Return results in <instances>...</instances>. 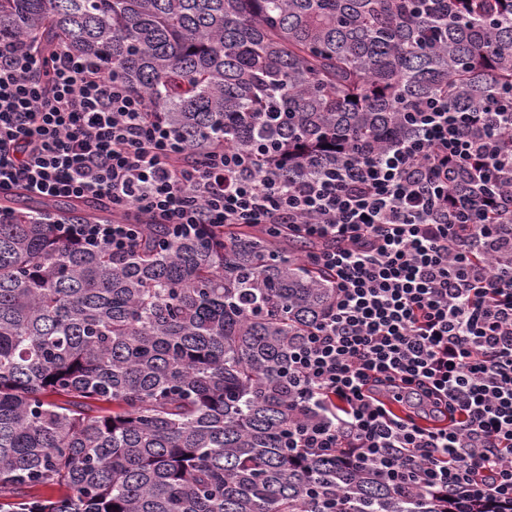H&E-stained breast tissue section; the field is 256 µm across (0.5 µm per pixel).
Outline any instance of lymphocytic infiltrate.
<instances>
[{
	"instance_id": "obj_1",
	"label": "lymphocytic infiltrate",
	"mask_w": 512,
	"mask_h": 512,
	"mask_svg": "<svg viewBox=\"0 0 512 512\" xmlns=\"http://www.w3.org/2000/svg\"><path fill=\"white\" fill-rule=\"evenodd\" d=\"M410 132L299 182L258 148L214 142L187 162L146 94L64 49L0 38V194L107 201L56 222L59 241L122 257L146 227L169 240L285 224L316 242L336 297L288 351L287 447L368 464L402 495L459 512L512 505V89L472 111L420 100ZM466 171L469 185L449 188Z\"/></svg>"
}]
</instances>
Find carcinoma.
I'll return each mask as SVG.
<instances>
[{"mask_svg":"<svg viewBox=\"0 0 512 512\" xmlns=\"http://www.w3.org/2000/svg\"><path fill=\"white\" fill-rule=\"evenodd\" d=\"M0 20L44 57L112 62L190 161L261 142L290 182L310 156L382 150L424 97L512 88V0H0ZM0 206L19 218L0 224V512H454L282 441L288 349L335 297L323 244L237 225L165 246L152 224L114 258L30 222L106 220L100 202ZM46 485L67 493L28 495Z\"/></svg>","mask_w":512,"mask_h":512,"instance_id":"1","label":"carcinoma"}]
</instances>
